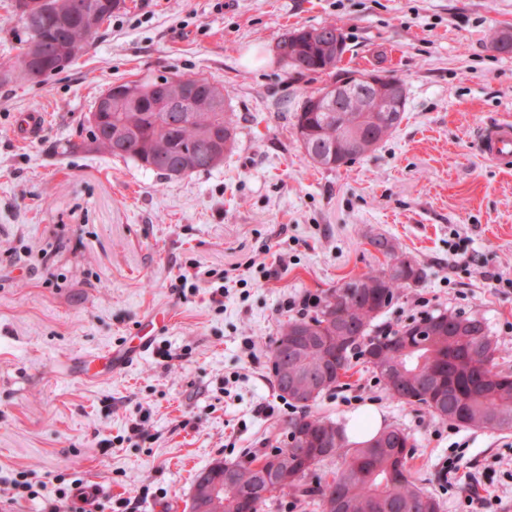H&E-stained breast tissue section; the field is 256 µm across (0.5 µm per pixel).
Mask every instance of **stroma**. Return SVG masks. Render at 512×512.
<instances>
[{
    "instance_id": "35a3bbf8",
    "label": "stroma",
    "mask_w": 512,
    "mask_h": 512,
    "mask_svg": "<svg viewBox=\"0 0 512 512\" xmlns=\"http://www.w3.org/2000/svg\"><path fill=\"white\" fill-rule=\"evenodd\" d=\"M336 24L344 68L386 71L406 85L405 117L378 149L337 169L313 167L294 134L305 90L324 74L284 65L275 46L294 28ZM512 0H126L83 56L34 84H0V472L43 486L11 512H72L78 488L105 484L91 512H188L195 474L282 445L270 372L289 301L316 298L382 263L388 237L426 271L375 320L371 335L423 313L482 317L512 354V171L481 153V129L512 117ZM209 79L229 94L237 146L223 165L168 178L94 148L86 117L112 83ZM42 110L39 139L18 143ZM467 246L454 254L455 243ZM195 268L198 289L179 275ZM224 276L211 303L212 273ZM150 351L100 383L78 358L138 343ZM169 348L171 359L159 351ZM273 405L270 415L258 414ZM374 407L415 440L411 465L442 512L470 492L512 512V430L464 428L390 398L356 360L347 385L317 400L339 424ZM143 421L142 434L133 422ZM459 454L480 480L445 486ZM17 129V137L22 141L37 139L45 127V114L43 112H28Z\"/></svg>"
}]
</instances>
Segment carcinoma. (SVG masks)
<instances>
[{
  "label": "carcinoma",
  "instance_id": "obj_1",
  "mask_svg": "<svg viewBox=\"0 0 512 512\" xmlns=\"http://www.w3.org/2000/svg\"><path fill=\"white\" fill-rule=\"evenodd\" d=\"M9 20L22 25L27 33L14 67L0 74V80L27 77V70L37 68L47 78L55 73V56L30 50L34 43L44 45L60 41L56 23L34 28L12 6ZM289 49L290 67L312 73H326L327 56L316 42L306 38L305 30L288 42V34L277 41ZM148 82L113 83L112 100L99 107V121L89 123L97 148L114 158L131 160L148 170L169 177L189 176L210 170L224 162L236 143L235 123L228 93L220 85L202 78L174 77L150 96L143 89ZM319 89L307 90L296 113V139L312 164L338 168L365 153L336 158V127L343 122L359 125L360 139L383 141L390 132L360 121L359 109L373 96V90L361 86L353 92L355 112H338L315 103ZM159 100L175 110L187 103L192 111L178 120L157 109ZM389 260L398 259L394 244L385 236L370 239ZM424 279V270L414 264L407 276L390 273L389 265L372 269L343 283L318 304L314 315L288 321L287 327L299 326L312 336H344L346 329L361 331L362 340L351 343L343 362L337 366L324 361L321 350L313 346L293 366V370L316 375L332 370L327 389L342 385L352 369V359L364 355L376 337L369 335L371 323L389 308L401 290ZM442 315L448 322L437 335L412 346L409 352L391 351L380 362L394 380L378 379L385 391L398 402L416 406L431 416L452 424L491 430H512V370L500 366L492 354L499 352L489 335L485 321L473 315L445 311L421 320L426 324ZM464 406V421L455 418ZM302 414L283 421L287 433L296 428L318 432L333 420L314 414L311 405H301ZM410 435L399 426H390L370 440L352 444L341 427H336V441L315 449L319 466L336 464L331 476H318L311 468L310 454L300 448H280L286 456L281 470L271 473L261 466V456L249 453L246 460L224 463V508L219 512H264L269 500L292 494L310 500L319 512H441L442 506L432 494L419 486L410 461Z\"/></svg>",
  "mask_w": 512,
  "mask_h": 512
}]
</instances>
